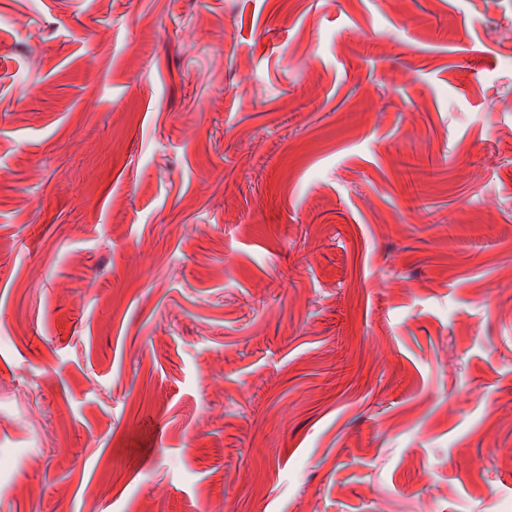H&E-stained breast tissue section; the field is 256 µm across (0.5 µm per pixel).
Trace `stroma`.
I'll list each match as a JSON object with an SVG mask.
<instances>
[{
	"label": "stroma",
	"instance_id": "1",
	"mask_svg": "<svg viewBox=\"0 0 512 512\" xmlns=\"http://www.w3.org/2000/svg\"><path fill=\"white\" fill-rule=\"evenodd\" d=\"M0 512H512V0H0Z\"/></svg>",
	"mask_w": 512,
	"mask_h": 512
}]
</instances>
